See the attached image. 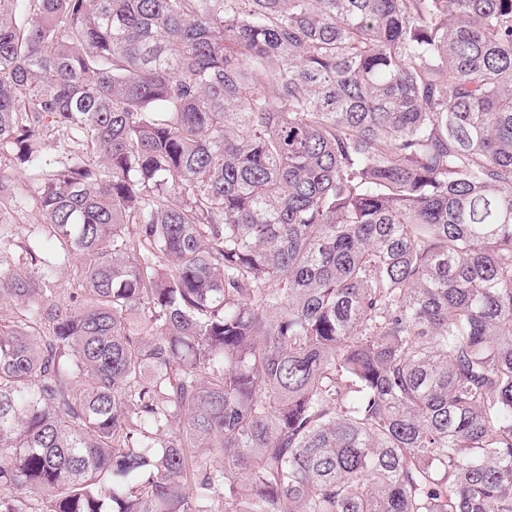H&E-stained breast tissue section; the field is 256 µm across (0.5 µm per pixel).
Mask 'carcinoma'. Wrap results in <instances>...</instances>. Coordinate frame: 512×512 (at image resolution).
I'll use <instances>...</instances> for the list:
<instances>
[{"instance_id": "cac0c4a2", "label": "carcinoma", "mask_w": 512, "mask_h": 512, "mask_svg": "<svg viewBox=\"0 0 512 512\" xmlns=\"http://www.w3.org/2000/svg\"><path fill=\"white\" fill-rule=\"evenodd\" d=\"M3 155L0 512H512V0H0ZM0 224H15L21 240L27 238L36 224H39V217L32 205L22 207L14 206L9 201L2 199L0 206Z\"/></svg>"}]
</instances>
